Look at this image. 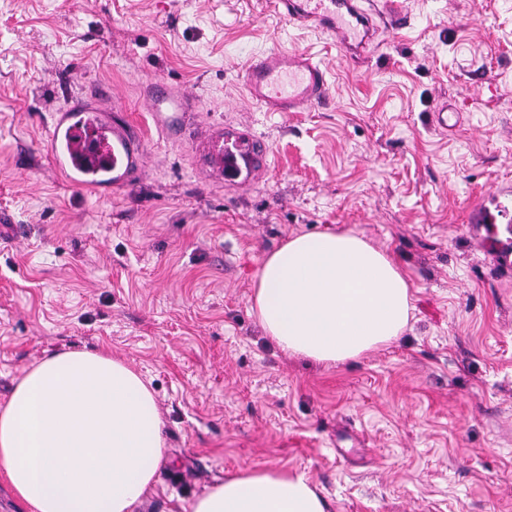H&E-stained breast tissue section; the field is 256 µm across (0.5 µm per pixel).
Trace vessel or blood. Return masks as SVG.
I'll list each match as a JSON object with an SVG mask.
<instances>
[{
    "label": "vessel or blood",
    "instance_id": "obj_1",
    "mask_svg": "<svg viewBox=\"0 0 512 512\" xmlns=\"http://www.w3.org/2000/svg\"><path fill=\"white\" fill-rule=\"evenodd\" d=\"M288 23L312 27L332 37L352 64L363 63L381 29L397 31L405 15L396 0H273ZM246 99L269 112H303L327 98L326 73L304 51L270 48L252 57L245 69ZM143 105L157 127L181 135L191 112L192 96L165 89L147 92ZM114 104L101 98L74 100L56 112L48 150L59 171L72 182L99 192L128 185L138 175L143 154L125 123L114 118ZM257 138L249 132L225 134L216 128L196 132L195 147L208 179L237 188L250 186L257 165Z\"/></svg>",
    "mask_w": 512,
    "mask_h": 512
}]
</instances>
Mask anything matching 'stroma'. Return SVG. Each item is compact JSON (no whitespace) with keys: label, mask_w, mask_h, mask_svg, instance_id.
<instances>
[{"label":"stroma","mask_w":512,"mask_h":512,"mask_svg":"<svg viewBox=\"0 0 512 512\" xmlns=\"http://www.w3.org/2000/svg\"><path fill=\"white\" fill-rule=\"evenodd\" d=\"M405 6L354 66L266 0H0V406L57 352L144 375L165 463L136 512L267 468L305 473L329 512H512V0ZM276 45L315 54L324 104L245 103L247 60ZM153 82L190 90L196 124L251 130L261 177L202 179L192 135L141 109ZM90 96L115 97L145 159L107 194L47 150ZM324 230L413 283L401 339L336 366L282 352L252 311L265 255Z\"/></svg>","instance_id":"35a3bbf8"}]
</instances>
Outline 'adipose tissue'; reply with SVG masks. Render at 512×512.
<instances>
[{
	"instance_id": "adipose-tissue-1",
	"label": "adipose tissue",
	"mask_w": 512,
	"mask_h": 512,
	"mask_svg": "<svg viewBox=\"0 0 512 512\" xmlns=\"http://www.w3.org/2000/svg\"><path fill=\"white\" fill-rule=\"evenodd\" d=\"M411 283L385 250L353 233L291 236L265 256L254 310L285 352L344 364L397 340ZM148 381L98 352L46 356L0 408V469L30 512H135L164 462ZM192 512H328L306 474L226 476Z\"/></svg>"
}]
</instances>
